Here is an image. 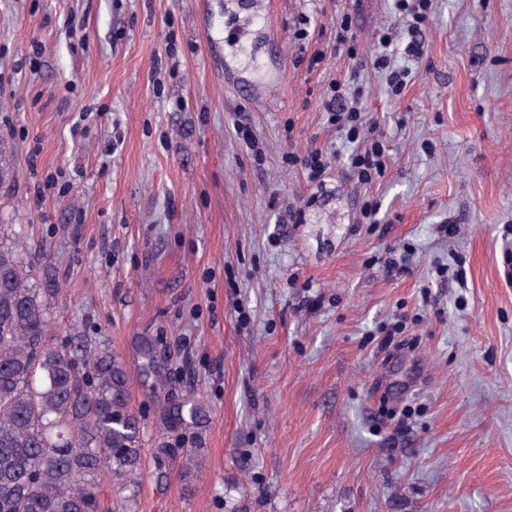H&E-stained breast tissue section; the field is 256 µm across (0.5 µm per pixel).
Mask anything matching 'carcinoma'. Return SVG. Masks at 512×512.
I'll return each instance as SVG.
<instances>
[{"label":"carcinoma","instance_id":"1","mask_svg":"<svg viewBox=\"0 0 512 512\" xmlns=\"http://www.w3.org/2000/svg\"><path fill=\"white\" fill-rule=\"evenodd\" d=\"M0 243V512H135L143 470L141 419L131 407V375L109 343L80 331L56 346L40 279L47 255L20 230ZM141 374L157 375L156 348L140 341ZM208 406L190 395L168 426H195Z\"/></svg>","mask_w":512,"mask_h":512}]
</instances>
